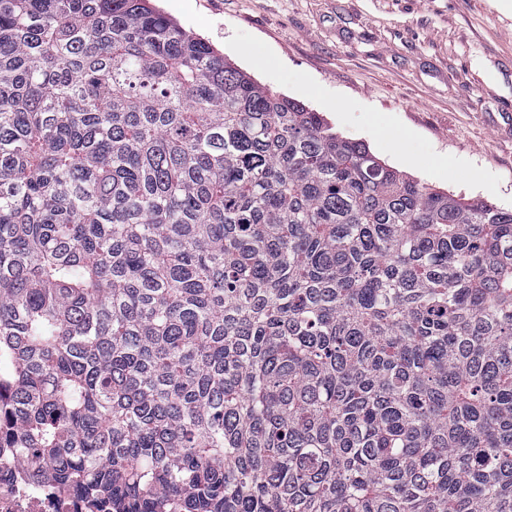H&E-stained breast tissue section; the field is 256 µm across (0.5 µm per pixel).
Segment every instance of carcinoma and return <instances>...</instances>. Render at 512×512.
<instances>
[{
    "mask_svg": "<svg viewBox=\"0 0 512 512\" xmlns=\"http://www.w3.org/2000/svg\"><path fill=\"white\" fill-rule=\"evenodd\" d=\"M121 512H512V210L150 0H0V457Z\"/></svg>",
    "mask_w": 512,
    "mask_h": 512,
    "instance_id": "1",
    "label": "carcinoma"
}]
</instances>
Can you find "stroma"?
Masks as SVG:
<instances>
[{"instance_id":"1","label":"stroma","mask_w":512,"mask_h":512,"mask_svg":"<svg viewBox=\"0 0 512 512\" xmlns=\"http://www.w3.org/2000/svg\"><path fill=\"white\" fill-rule=\"evenodd\" d=\"M421 184L512 209V14L493 0H155Z\"/></svg>"}]
</instances>
